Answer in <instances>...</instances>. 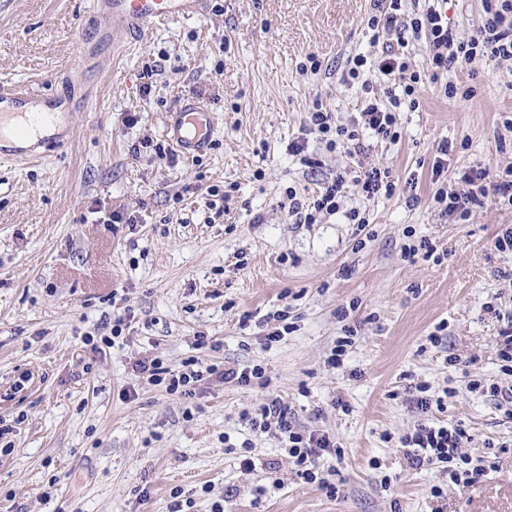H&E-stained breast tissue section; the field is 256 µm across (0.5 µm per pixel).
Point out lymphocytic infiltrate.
Segmentation results:
<instances>
[{
  "mask_svg": "<svg viewBox=\"0 0 512 512\" xmlns=\"http://www.w3.org/2000/svg\"><path fill=\"white\" fill-rule=\"evenodd\" d=\"M367 25L373 40L383 41L384 46L376 61L383 78L382 92L365 86L366 104L358 118L351 124L336 123L331 111L322 103H315L307 116L309 130L317 132L327 149L337 144H349L354 154H361L363 132L378 138L397 141L400 137V112L402 107L418 108L417 89L423 79L437 80L439 75L459 63L488 59L500 63L512 62V0H482L483 21L475 35L461 40L448 26V19L432 0H425L422 9L410 14L404 0H371ZM425 40L429 54L425 69L416 70L404 49L409 40ZM464 188L448 191L438 188L434 200L442 214L459 221L468 220L475 207L481 205L487 193H495L512 204V166L490 174L485 168H472L461 173ZM356 184L366 197L380 194L394 195L398 185L390 169L370 167L355 169L343 167L327 180L312 198H298L296 190H288V214L299 224H314L321 216L336 213L348 184ZM135 371L153 385L165 386L167 392L181 397L192 395L198 382L211 379L217 383H235L241 386L267 388L269 380L261 365L246 368L226 363H216L199 368L196 359L184 361L180 372L164 367L161 358L141 359ZM261 430H275L288 441L286 448L297 475L306 483L319 484L320 488L335 492V485L324 481L316 462L333 446L328 436L317 435L299 428L290 416L287 403L274 396L264 397L258 415L251 421ZM468 432L461 424L427 426L417 425L404 434L400 443L410 467L422 468L438 463L449 464V478L454 482L468 483L480 476L481 467L453 468L458 450Z\"/></svg>",
  "mask_w": 512,
  "mask_h": 512,
  "instance_id": "obj_1",
  "label": "lymphocytic infiltrate"
}]
</instances>
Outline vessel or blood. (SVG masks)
I'll use <instances>...</instances> for the list:
<instances>
[{"label":"vessel or blood","instance_id":"vessel-or-blood-1","mask_svg":"<svg viewBox=\"0 0 512 512\" xmlns=\"http://www.w3.org/2000/svg\"><path fill=\"white\" fill-rule=\"evenodd\" d=\"M210 0H95L91 19L106 34L146 33L156 23L202 17ZM76 107L68 96L47 98L34 88L0 86V132L11 130L17 145H0L1 156L39 159L68 145V119ZM214 127L212 112L196 101L183 102L168 115L170 140L177 153L207 150Z\"/></svg>","mask_w":512,"mask_h":512}]
</instances>
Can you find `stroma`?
Wrapping results in <instances>:
<instances>
[{"instance_id":"1","label":"stroma","mask_w":512,"mask_h":512,"mask_svg":"<svg viewBox=\"0 0 512 512\" xmlns=\"http://www.w3.org/2000/svg\"><path fill=\"white\" fill-rule=\"evenodd\" d=\"M211 5L112 42L90 25V0H0V84L56 94L81 40L106 63L97 88L73 83L86 104L66 147L0 160V418L13 427L0 440V512H171L178 499L185 512H512V413L469 387L512 383L494 349L512 324V252L493 246L512 205L488 195L459 224L431 179L444 140L449 188L461 171L512 164V67L454 66L420 84L398 142L364 134L361 163L415 177L414 193L368 200L352 185L343 212L297 224L287 189L311 197L350 161L307 133V112L318 98L339 120L359 112L350 57L379 80L370 0ZM311 52L316 74L300 69ZM448 83L476 94L445 97ZM188 98L213 111L212 145L159 159L167 116ZM302 139L305 157L289 154ZM350 208L366 211L365 230ZM424 238L438 260L404 258ZM279 311L290 329L270 343ZM200 333L208 347H195ZM145 357L175 372L191 357L264 366L296 423L336 443L317 462L335 493L305 483L273 432L252 427L256 388L207 378L177 397L141 382ZM419 382L443 410H417ZM442 422L468 429L462 453L487 469L476 482L409 467L399 436Z\"/></svg>"}]
</instances>
